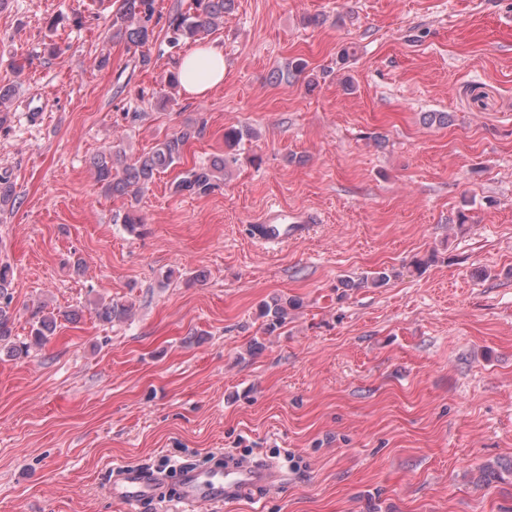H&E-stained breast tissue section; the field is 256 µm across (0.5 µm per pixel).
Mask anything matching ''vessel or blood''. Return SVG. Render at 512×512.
Segmentation results:
<instances>
[{"label": "vessel or blood", "mask_w": 512, "mask_h": 512, "mask_svg": "<svg viewBox=\"0 0 512 512\" xmlns=\"http://www.w3.org/2000/svg\"><path fill=\"white\" fill-rule=\"evenodd\" d=\"M313 222V215L307 211L271 208L249 225L248 232L264 244L280 245L305 235ZM275 480L272 469L256 464L231 463L206 476L189 468L181 476L180 500L191 507L213 504L227 496L269 488ZM156 485L155 477L149 472L123 466L109 483L107 493L124 505L127 512H134L136 506L154 497Z\"/></svg>", "instance_id": "vessel-or-blood-1"}]
</instances>
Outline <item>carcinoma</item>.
Wrapping results in <instances>:
<instances>
[{
	"instance_id": "obj_1",
	"label": "carcinoma",
	"mask_w": 512,
	"mask_h": 512,
	"mask_svg": "<svg viewBox=\"0 0 512 512\" xmlns=\"http://www.w3.org/2000/svg\"><path fill=\"white\" fill-rule=\"evenodd\" d=\"M233 0H192L186 10H179L168 18V29L171 31L169 43L177 47L186 41L196 43L224 20V13L231 9ZM159 14L156 0H122L120 11L112 22L113 36L122 38L127 45L140 50L155 40V27ZM203 127L198 124L184 126L179 132L159 142L149 153L129 159L123 150L118 148L108 153H101L93 158L92 167L95 180L102 189L112 195L128 196L133 199L149 188V184L160 172L173 167L184 158L189 144L199 138ZM254 131L248 127H229L224 130V143L229 147L237 146L243 139L252 138ZM227 159L218 157L205 164H195L183 171L171 183L175 194L185 192L205 196L220 186L224 176ZM16 202L14 184L7 174L0 175V212ZM11 267L0 265V340L12 334L8 306L12 298L6 292L10 283ZM296 307L293 299L284 302L275 300L263 305L262 316L267 318L265 332L272 333L288 320V310ZM130 314V307L113 303L103 305L97 310V316L104 322L122 320ZM56 319L52 315L43 314V310L35 313L31 324L30 336L32 343H22L12 347V354L20 355L28 352L31 345L43 342L53 334Z\"/></svg>"
}]
</instances>
